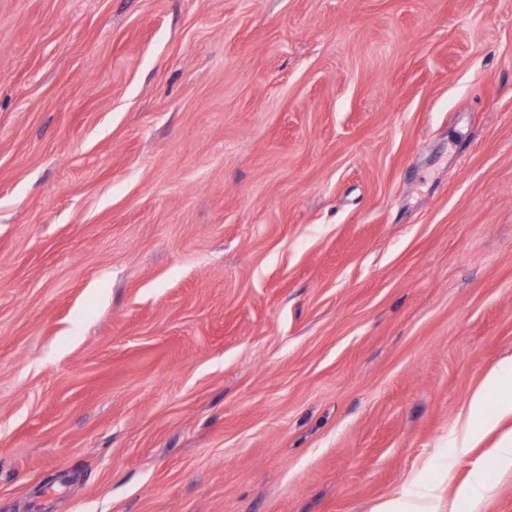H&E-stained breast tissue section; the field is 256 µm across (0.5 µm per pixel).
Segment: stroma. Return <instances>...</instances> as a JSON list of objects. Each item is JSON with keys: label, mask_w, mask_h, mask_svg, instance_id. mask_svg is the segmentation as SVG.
<instances>
[{"label": "stroma", "mask_w": 512, "mask_h": 512, "mask_svg": "<svg viewBox=\"0 0 512 512\" xmlns=\"http://www.w3.org/2000/svg\"><path fill=\"white\" fill-rule=\"evenodd\" d=\"M506 356L512 0H0V512H512ZM494 392L500 394V400L495 409L496 417L512 415V358L504 359L492 368L485 376L482 385L472 395L468 414L460 433L463 448H470L469 445L478 436L474 422L484 415L486 397ZM489 455L498 470H512V430L502 434Z\"/></svg>", "instance_id": "stroma-1"}]
</instances>
